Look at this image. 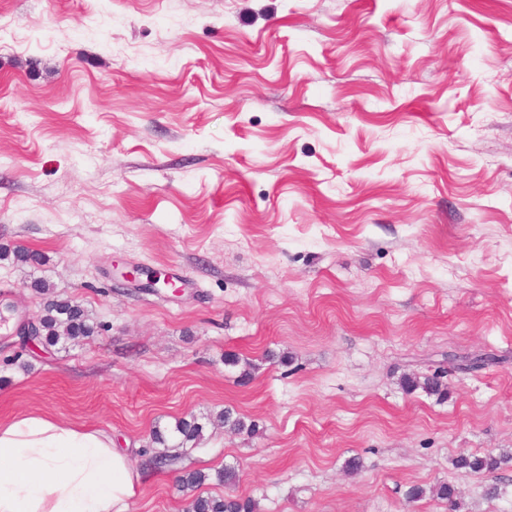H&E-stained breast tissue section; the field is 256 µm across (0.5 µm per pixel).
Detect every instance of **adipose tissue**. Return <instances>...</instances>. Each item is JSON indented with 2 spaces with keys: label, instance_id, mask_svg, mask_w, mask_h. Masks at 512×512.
<instances>
[{
  "label": "adipose tissue",
  "instance_id": "ef3b65f1",
  "mask_svg": "<svg viewBox=\"0 0 512 512\" xmlns=\"http://www.w3.org/2000/svg\"><path fill=\"white\" fill-rule=\"evenodd\" d=\"M144 478L104 431L50 416L0 425V512H123Z\"/></svg>",
  "mask_w": 512,
  "mask_h": 512
}]
</instances>
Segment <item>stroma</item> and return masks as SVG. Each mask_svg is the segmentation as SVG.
Returning <instances> with one entry per match:
<instances>
[{"label":"stroma","instance_id":"35a3bbf8","mask_svg":"<svg viewBox=\"0 0 512 512\" xmlns=\"http://www.w3.org/2000/svg\"><path fill=\"white\" fill-rule=\"evenodd\" d=\"M0 24V247L44 257L0 260V301L98 325L42 354L0 326V424L101 429L137 466L198 418L180 467H235L257 512H448L442 484L512 512V470L453 465L512 451V0H0ZM437 371L447 397L401 385ZM226 408L255 433L208 424ZM186 507L163 469L126 512ZM123 277L130 279L131 281H138L141 283L140 286L145 289L159 292V288H175V284L168 275V273L162 269H142L139 267H132L131 270L122 273ZM141 276H145V281L141 280ZM178 288L174 289L177 292ZM454 466L456 469L472 473L495 474L512 468V452H488L483 455L460 454L454 459Z\"/></svg>","mask_w":512,"mask_h":512}]
</instances>
